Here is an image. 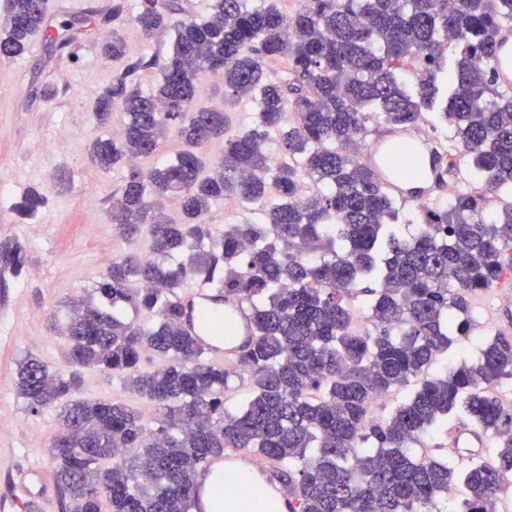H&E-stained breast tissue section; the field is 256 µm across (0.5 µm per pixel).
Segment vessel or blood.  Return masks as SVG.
I'll return each instance as SVG.
<instances>
[{
    "mask_svg": "<svg viewBox=\"0 0 512 512\" xmlns=\"http://www.w3.org/2000/svg\"><path fill=\"white\" fill-rule=\"evenodd\" d=\"M493 70L502 89H512V26L500 29ZM399 144L414 147L418 156L416 174L399 176L392 169L394 148ZM443 152L430 143L428 131L417 124L406 127L380 126L367 135L363 160L377 174L385 189L407 202L432 201L445 187ZM183 309L182 327L198 342L209 358L226 365L236 364L252 337V314L241 301L228 300L207 288H192L179 295ZM258 471L274 506L270 512H298L299 502L289 495L281 480L278 465H257L247 450H231L208 458L194 480L193 512H216L211 494L224 473Z\"/></svg>",
    "mask_w": 512,
    "mask_h": 512,
    "instance_id": "obj_1",
    "label": "vessel or blood"
}]
</instances>
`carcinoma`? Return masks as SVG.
<instances>
[{"mask_svg":"<svg viewBox=\"0 0 512 512\" xmlns=\"http://www.w3.org/2000/svg\"><path fill=\"white\" fill-rule=\"evenodd\" d=\"M177 0H138L145 36L173 29L172 51L127 56L124 5H112L104 52L124 60L98 95L99 127L125 114L121 134L98 136L90 159L121 170L110 219L131 241L148 228L150 256L112 260L65 319L69 371L27 356L17 392L29 411H58L52 443L68 512H191L198 467L246 449L283 467L299 512H496L512 477V335L487 338L475 365L429 369L451 336L469 331L472 295L512 280V202L493 220L486 205L512 196V93L491 63L512 0H213L194 20L174 18ZM47 0H7L0 58L23 55L45 24ZM283 67L269 70L273 62ZM158 69L150 93L141 75ZM224 80L221 108L198 106L200 76ZM451 147L472 159L454 203L422 206L417 232L394 227L395 201L357 157L370 124L408 125L440 103ZM250 100V125L229 107ZM173 132L176 157L142 169ZM224 141L208 163L202 148ZM318 190L297 203L301 183ZM475 181L483 188L477 194ZM227 197L242 217L217 234L201 217ZM178 201L181 217L165 214ZM46 204L32 188L13 204L20 220ZM26 250L0 241V284L26 273ZM205 285L249 303L253 340L237 365L252 393L224 407L234 373L210 361L184 332L177 295ZM149 319L138 322V317ZM168 363L140 369L143 350ZM96 367L156 408L75 399L81 369ZM390 412L373 403L403 387ZM494 446L448 464L420 451L448 417ZM112 459L104 469L101 462Z\"/></svg>","mask_w":512,"mask_h":512,"instance_id":"obj_1","label":"carcinoma"}]
</instances>
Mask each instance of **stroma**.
I'll return each mask as SVG.
<instances>
[{"label": "stroma", "mask_w": 512, "mask_h": 512, "mask_svg": "<svg viewBox=\"0 0 512 512\" xmlns=\"http://www.w3.org/2000/svg\"><path fill=\"white\" fill-rule=\"evenodd\" d=\"M111 6L112 0H48L44 31L23 55L0 60V240L18 239L29 257L26 275L0 290V471L39 462L29 512H62L50 449L58 422L55 411L27 410L15 389L18 363L33 355L50 370L66 369L69 346L56 318L69 313L113 259L149 253L148 235L128 242L112 233L109 212L123 172L101 170L89 159L101 133L93 106L118 67L103 51L106 32L89 16ZM123 31L130 56L162 59L172 48V30L147 37L129 20ZM31 188L48 202L33 221L22 222L11 204ZM473 313L475 326L469 336L454 337L449 362L475 363L482 340L512 323L491 296L476 299ZM82 377L80 397L130 404L154 427L152 407L110 374L90 367Z\"/></svg>", "instance_id": "35a3bbf8"}]
</instances>
